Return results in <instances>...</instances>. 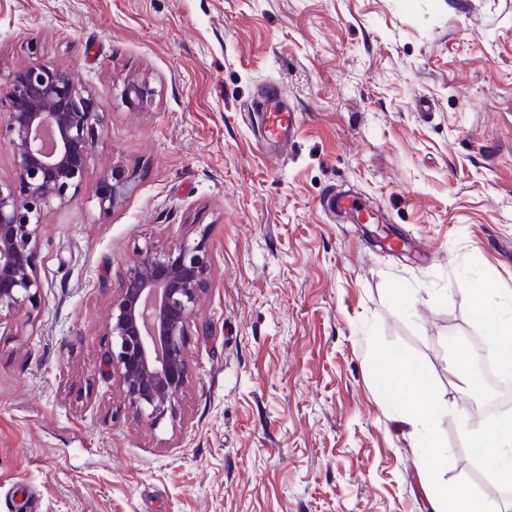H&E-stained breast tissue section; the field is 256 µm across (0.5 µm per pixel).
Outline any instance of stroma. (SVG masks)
Masks as SVG:
<instances>
[{
    "label": "stroma",
    "instance_id": "obj_1",
    "mask_svg": "<svg viewBox=\"0 0 512 512\" xmlns=\"http://www.w3.org/2000/svg\"><path fill=\"white\" fill-rule=\"evenodd\" d=\"M52 63L105 115L75 199L42 215L37 306L0 319V512H432L430 467L375 374L407 359L449 484L488 500L451 362L512 290V0H0V67ZM148 81L130 109L127 82ZM276 84L299 116L259 143ZM431 109H417L418 100ZM136 190L100 211L101 175ZM348 192L409 245L347 224ZM205 239L175 417L133 418L98 370L137 254ZM153 92L146 81H132L124 89V98L131 107L141 109L150 103Z\"/></svg>",
    "mask_w": 512,
    "mask_h": 512
}]
</instances>
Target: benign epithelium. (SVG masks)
Masks as SVG:
<instances>
[{
	"instance_id": "1",
	"label": "benign epithelium",
	"mask_w": 512,
	"mask_h": 512,
	"mask_svg": "<svg viewBox=\"0 0 512 512\" xmlns=\"http://www.w3.org/2000/svg\"><path fill=\"white\" fill-rule=\"evenodd\" d=\"M152 97L145 81L124 89L137 109ZM0 106L8 113L14 166V181L0 183V313H19L36 305L43 289L34 268L40 217L51 203L76 197L104 115L68 69L46 63L0 69ZM133 190L132 176L112 167L99 181V209L111 211ZM210 272L205 239L185 241L145 251L112 292L104 326L109 348L99 369L117 382L133 416L154 424L176 414L188 383L187 325Z\"/></svg>"
}]
</instances>
